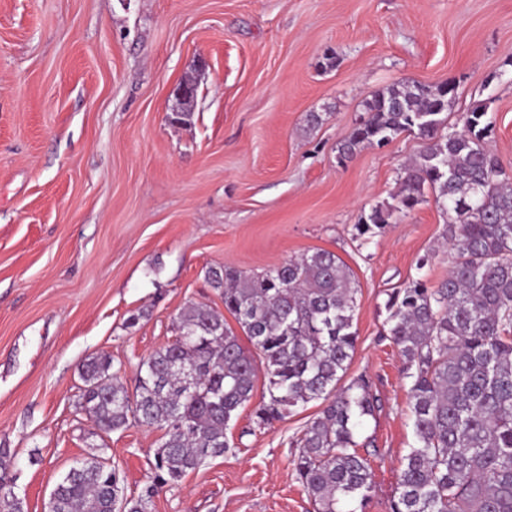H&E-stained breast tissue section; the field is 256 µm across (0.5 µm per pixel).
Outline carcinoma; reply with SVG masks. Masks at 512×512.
I'll list each match as a JSON object with an SVG mask.
<instances>
[{
	"label": "carcinoma",
	"instance_id": "cac0c4a2",
	"mask_svg": "<svg viewBox=\"0 0 512 512\" xmlns=\"http://www.w3.org/2000/svg\"><path fill=\"white\" fill-rule=\"evenodd\" d=\"M452 103L440 85L388 87L367 104V119L339 149L349 158L403 132L423 141L403 168L395 203L361 218L358 236L372 237L393 212L424 202L427 190L448 215L447 279L438 288L412 279L385 303L388 336L409 383L415 436L388 512H512V174L486 147V104L465 112L460 129L441 133ZM205 278L253 350L241 346L221 313L192 303L178 316L174 342L139 363L134 391L111 357L89 359L80 372L79 409L93 426L110 433L137 423L164 434L144 494L125 496L116 469L91 455L53 489L56 512H113L117 505L148 512L159 488L230 448L226 430L253 398L259 362L266 394L253 411L258 427L322 401L319 415L293 441L292 460L317 512H346V498L366 508L371 465L355 433L381 403L363 374L338 386L358 339V289L349 268L318 250L261 272L212 266ZM181 367L196 373L194 386L184 385ZM14 456L0 448V512H25Z\"/></svg>",
	"mask_w": 512,
	"mask_h": 512
}]
</instances>
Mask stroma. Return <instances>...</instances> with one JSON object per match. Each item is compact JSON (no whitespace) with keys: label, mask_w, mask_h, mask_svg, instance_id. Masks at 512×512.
I'll list each match as a JSON object with an SVG mask.
<instances>
[{"label":"stroma","mask_w":512,"mask_h":512,"mask_svg":"<svg viewBox=\"0 0 512 512\" xmlns=\"http://www.w3.org/2000/svg\"><path fill=\"white\" fill-rule=\"evenodd\" d=\"M185 78L197 102L174 124ZM404 82L454 85L451 126L487 103L488 147L512 173V0H0V448L15 451L27 512H46L91 455L127 496L150 483L160 431L95 429L79 410L83 363L110 356L133 386L187 304L223 311L206 268L259 272L319 249L358 290L343 380L368 375L383 400L356 439L376 450L366 512H387L415 438L384 305L417 275L447 278L448 216L430 197L357 238L423 143L404 132L348 159L338 147ZM321 408L265 428L240 409L230 450L151 512H315L291 441ZM173 99L172 113H180L178 120L182 124L190 122L193 112H187L189 105L194 104L197 97V86L193 79H185L171 90Z\"/></svg>","instance_id":"1"}]
</instances>
